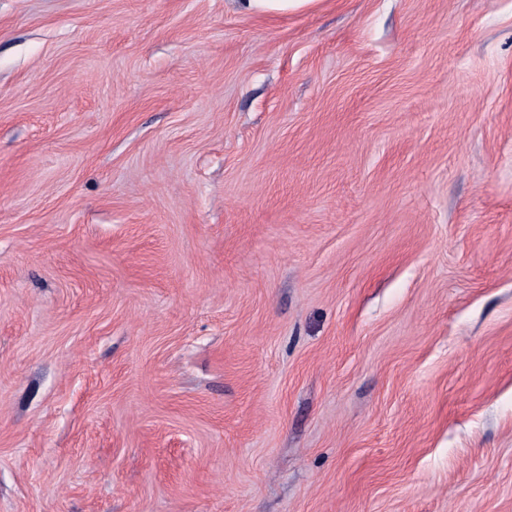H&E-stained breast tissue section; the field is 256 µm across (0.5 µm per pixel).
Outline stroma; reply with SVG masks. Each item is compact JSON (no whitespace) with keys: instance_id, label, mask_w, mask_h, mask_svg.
<instances>
[{"instance_id":"1","label":"stroma","mask_w":512,"mask_h":512,"mask_svg":"<svg viewBox=\"0 0 512 512\" xmlns=\"http://www.w3.org/2000/svg\"><path fill=\"white\" fill-rule=\"evenodd\" d=\"M0 512H512V0H0ZM233 9L246 16H278L304 10L318 0H230Z\"/></svg>"}]
</instances>
